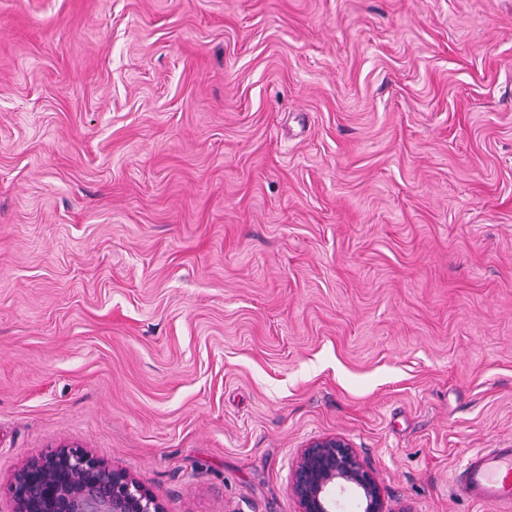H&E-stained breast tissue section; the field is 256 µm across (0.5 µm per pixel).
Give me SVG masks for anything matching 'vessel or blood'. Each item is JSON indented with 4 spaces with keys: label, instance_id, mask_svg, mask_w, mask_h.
Listing matches in <instances>:
<instances>
[{
    "label": "vessel or blood",
    "instance_id": "b4317fda",
    "mask_svg": "<svg viewBox=\"0 0 512 512\" xmlns=\"http://www.w3.org/2000/svg\"><path fill=\"white\" fill-rule=\"evenodd\" d=\"M456 485L466 498L512 512V447L482 448L468 454L457 469Z\"/></svg>",
    "mask_w": 512,
    "mask_h": 512
}]
</instances>
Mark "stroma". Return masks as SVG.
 <instances>
[{
    "label": "stroma",
    "mask_w": 512,
    "mask_h": 512,
    "mask_svg": "<svg viewBox=\"0 0 512 512\" xmlns=\"http://www.w3.org/2000/svg\"><path fill=\"white\" fill-rule=\"evenodd\" d=\"M397 512L512 445V0H0V512L84 449L165 512ZM352 487L361 512H395L374 474L340 435L310 441L292 471L290 487L299 512H336V487Z\"/></svg>",
    "instance_id": "1"
}]
</instances>
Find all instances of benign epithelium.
<instances>
[{
  "mask_svg": "<svg viewBox=\"0 0 512 512\" xmlns=\"http://www.w3.org/2000/svg\"><path fill=\"white\" fill-rule=\"evenodd\" d=\"M352 487L360 512H395L374 474L340 435L310 441L292 471L299 512H336V488ZM13 512H163L127 473L63 446L29 461L11 484Z\"/></svg>",
  "mask_w": 512,
  "mask_h": 512,
  "instance_id": "1",
  "label": "benign epithelium"
}]
</instances>
